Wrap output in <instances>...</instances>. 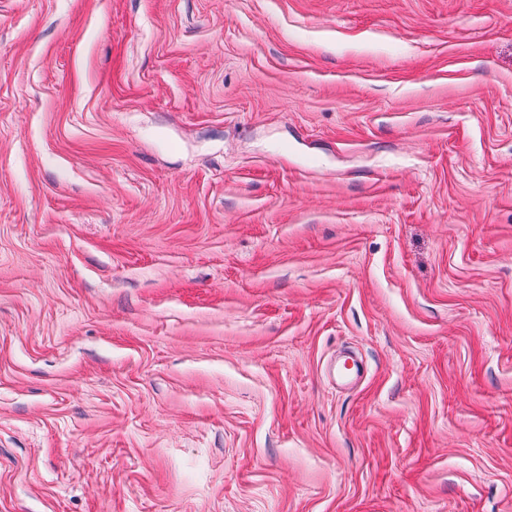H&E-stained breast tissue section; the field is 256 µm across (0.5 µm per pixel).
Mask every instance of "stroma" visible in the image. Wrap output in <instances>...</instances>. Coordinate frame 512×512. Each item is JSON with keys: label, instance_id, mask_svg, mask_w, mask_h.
<instances>
[{"label": "stroma", "instance_id": "stroma-1", "mask_svg": "<svg viewBox=\"0 0 512 512\" xmlns=\"http://www.w3.org/2000/svg\"><path fill=\"white\" fill-rule=\"evenodd\" d=\"M0 512H512V0H0Z\"/></svg>", "mask_w": 512, "mask_h": 512}]
</instances>
